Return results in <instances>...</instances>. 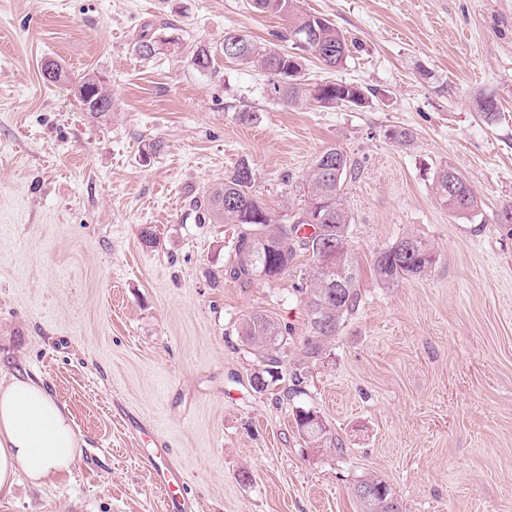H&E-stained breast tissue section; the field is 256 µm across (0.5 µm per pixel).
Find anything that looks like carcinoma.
<instances>
[{
	"label": "carcinoma",
	"instance_id": "carcinoma-1",
	"mask_svg": "<svg viewBox=\"0 0 512 512\" xmlns=\"http://www.w3.org/2000/svg\"><path fill=\"white\" fill-rule=\"evenodd\" d=\"M250 6L262 13L283 18L284 30L274 34L279 41H291L299 32L311 31L315 44L310 46L316 58L325 67L336 69L349 56L344 34L328 19L307 14L297 8V0H251ZM236 40L232 48L200 46L193 55L195 65L207 70L215 56L253 64L267 74L275 97L286 105L316 103L320 107H334L349 98L375 97L377 90L342 83L324 85L321 95L311 96L308 84L300 76L290 73L294 56L275 48V43L261 44L238 30L225 32L224 41ZM169 44L165 39L141 36L136 50L150 58L162 53ZM104 79L95 72L82 77L74 93L83 110L95 119L112 113V96L106 93ZM352 162L343 150L329 146L313 160L304 178V203L293 222L282 224L279 216L253 190V172L246 163L215 185L206 199V212L220 224H239L243 231L233 245V263L229 273L243 281L274 280L284 275L293 263L296 252L311 255L310 288L306 289V308L313 336L326 340L334 335L345 315L356 306L358 292L356 273L348 260L347 231L351 217L342 202L341 190ZM437 195L452 212L474 214L479 202L467 180L454 168L446 165L433 178ZM325 201L324 218L307 228L309 207L314 201ZM324 241L335 244L332 261H325L320 245ZM436 263L431 244L417 236L407 235L376 253L374 271L379 281L393 285L408 277L419 276ZM242 337L259 351L263 368L253 375L252 386L258 391L280 380L281 361L278 346L284 341L277 323L262 312L244 318ZM295 421L299 434L313 443L327 441L330 429L316 412L296 408ZM360 512H403L397 491L378 477L360 481L354 488Z\"/></svg>",
	"mask_w": 512,
	"mask_h": 512
}]
</instances>
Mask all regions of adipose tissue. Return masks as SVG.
<instances>
[{
    "mask_svg": "<svg viewBox=\"0 0 512 512\" xmlns=\"http://www.w3.org/2000/svg\"><path fill=\"white\" fill-rule=\"evenodd\" d=\"M78 439L65 407L40 383H0V496L9 495L17 473L32 483L69 469Z\"/></svg>",
    "mask_w": 512,
    "mask_h": 512,
    "instance_id": "1",
    "label": "adipose tissue"
}]
</instances>
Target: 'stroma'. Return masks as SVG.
<instances>
[{
	"label": "stroma",
	"mask_w": 512,
	"mask_h": 512,
	"mask_svg": "<svg viewBox=\"0 0 512 512\" xmlns=\"http://www.w3.org/2000/svg\"><path fill=\"white\" fill-rule=\"evenodd\" d=\"M297 4L351 50L336 69L308 56L306 82L381 97L288 107L254 66L198 69L196 47L225 31L268 43L283 29L249 0H0V382H41L81 449L70 470L20 478L0 512H165L142 464L158 441L199 512H358L352 489L373 476L406 512H512V226L498 221L512 202V0ZM144 34L167 39L164 54L140 56ZM49 59L100 73L110 117L46 82ZM395 128L411 143L390 140ZM329 146L356 163L342 193L359 298L311 352L309 255L274 281L232 279L241 227L201 222L194 203L245 162L291 222ZM446 164L478 215L437 196ZM407 234L437 262L384 285L374 257ZM257 310L286 336L282 379L263 392L237 334ZM297 369L306 392L282 399ZM300 407L341 449L300 438ZM448 176L453 178L452 187L455 189L457 197L468 203L467 208H460L457 199L448 194ZM433 182L437 195L450 211L459 214H475L479 210V202L469 183L454 168L448 165L442 167L435 172Z\"/></svg>",
	"instance_id": "1"
}]
</instances>
